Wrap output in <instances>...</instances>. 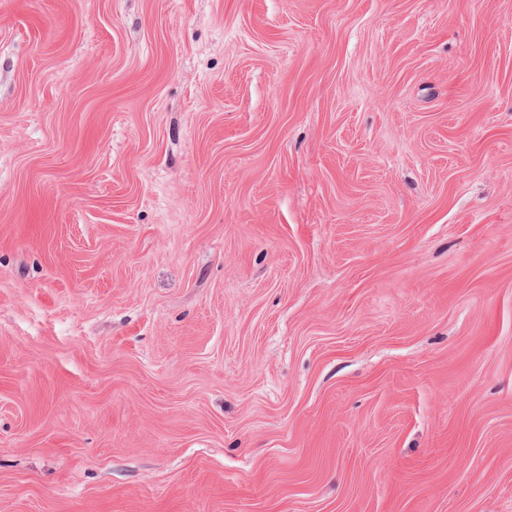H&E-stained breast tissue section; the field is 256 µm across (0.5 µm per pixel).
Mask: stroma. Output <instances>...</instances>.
Segmentation results:
<instances>
[{"label":"stroma","mask_w":512,"mask_h":512,"mask_svg":"<svg viewBox=\"0 0 512 512\" xmlns=\"http://www.w3.org/2000/svg\"><path fill=\"white\" fill-rule=\"evenodd\" d=\"M0 512H512V0H0Z\"/></svg>","instance_id":"stroma-1"}]
</instances>
